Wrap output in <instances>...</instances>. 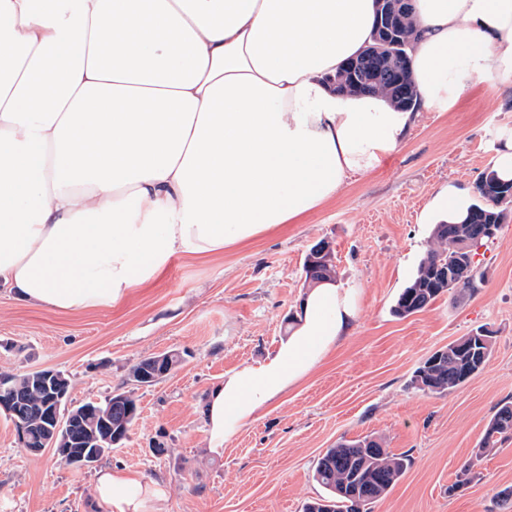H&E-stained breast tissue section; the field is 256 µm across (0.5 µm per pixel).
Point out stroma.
Segmentation results:
<instances>
[{"label": "stroma", "instance_id": "obj_1", "mask_svg": "<svg viewBox=\"0 0 512 512\" xmlns=\"http://www.w3.org/2000/svg\"><path fill=\"white\" fill-rule=\"evenodd\" d=\"M509 130L512 87L473 83L449 111L422 113L380 167L348 179L299 222L208 257H174L112 306L67 313L0 290V373L62 371L72 406L130 392L138 418L101 464L164 480L167 499L155 512H302L324 493L317 459L365 436L410 461L370 512H512V499H498L512 491V436L479 450L497 404L512 402V202L474 257L480 288L444 292L407 317L394 312L430 244L432 196L451 183L475 189ZM323 239L357 308L353 334L225 442L223 455L208 453V390L288 338L287 317L307 293L305 256ZM479 328L493 337L482 371L448 393L412 386L435 352ZM167 351L184 354L177 370L151 386L130 378L140 359ZM96 474L49 449L27 452L0 414V512H93Z\"/></svg>", "mask_w": 512, "mask_h": 512}]
</instances>
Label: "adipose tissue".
I'll list each match as a JSON object with an SVG mask.
<instances>
[{
  "label": "adipose tissue",
  "instance_id": "1",
  "mask_svg": "<svg viewBox=\"0 0 512 512\" xmlns=\"http://www.w3.org/2000/svg\"><path fill=\"white\" fill-rule=\"evenodd\" d=\"M423 110L512 83V0H414ZM374 0H0V288L64 312L109 307L176 255L309 213L375 170L419 114L325 77L370 42ZM342 286L307 293L269 361L215 385L211 453L354 328ZM167 490L119 469L98 512Z\"/></svg>",
  "mask_w": 512,
  "mask_h": 512
}]
</instances>
